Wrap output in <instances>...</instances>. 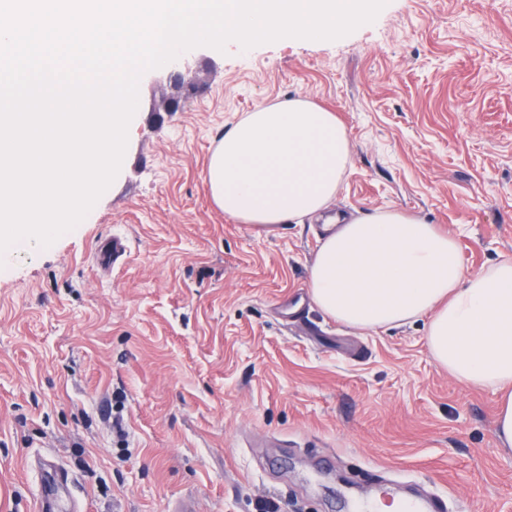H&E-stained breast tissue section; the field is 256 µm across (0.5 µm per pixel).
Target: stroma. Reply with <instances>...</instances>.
<instances>
[{"label": "stroma", "instance_id": "obj_1", "mask_svg": "<svg viewBox=\"0 0 512 512\" xmlns=\"http://www.w3.org/2000/svg\"><path fill=\"white\" fill-rule=\"evenodd\" d=\"M188 59L204 92L159 120L170 69L144 73L112 185L0 262V512H36L47 459L68 512H352L418 490L512 512L495 395L437 366L423 322L361 333L311 303L320 219L237 224L202 180L247 112L307 98L350 143L331 213H413L468 273L512 259V0H389L336 41ZM113 236L127 253L104 269ZM126 250L123 239L113 236L100 242L96 250L97 260L100 265L110 267L125 255Z\"/></svg>", "mask_w": 512, "mask_h": 512}]
</instances>
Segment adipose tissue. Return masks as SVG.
Masks as SVG:
<instances>
[{
  "mask_svg": "<svg viewBox=\"0 0 512 512\" xmlns=\"http://www.w3.org/2000/svg\"><path fill=\"white\" fill-rule=\"evenodd\" d=\"M348 159L336 116L298 97L237 121L213 148L203 181L238 224L270 231L326 215L309 268L314 304L362 332L424 321L437 365L460 385L495 394L497 446L512 452V260L468 275L455 239L412 213L328 216Z\"/></svg>",
  "mask_w": 512,
  "mask_h": 512,
  "instance_id": "1",
  "label": "adipose tissue"
}]
</instances>
